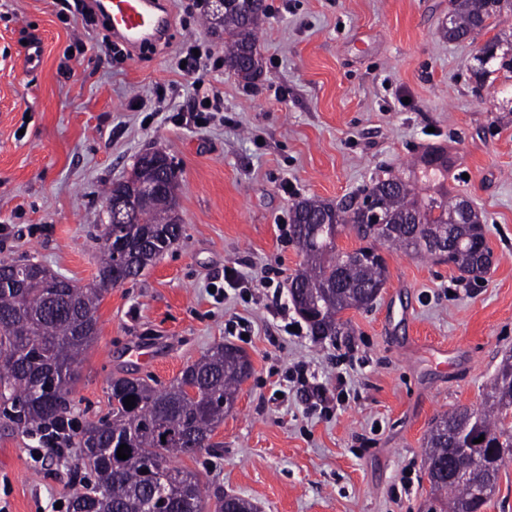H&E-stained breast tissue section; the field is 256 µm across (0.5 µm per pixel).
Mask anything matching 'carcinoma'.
Masks as SVG:
<instances>
[{
	"instance_id": "1",
	"label": "carcinoma",
	"mask_w": 512,
	"mask_h": 512,
	"mask_svg": "<svg viewBox=\"0 0 512 512\" xmlns=\"http://www.w3.org/2000/svg\"><path fill=\"white\" fill-rule=\"evenodd\" d=\"M512 0H454L442 37L464 41L483 31L482 24L504 10ZM269 11L266 0H229L223 15L210 24L224 28L227 42L224 65L243 80L252 81L262 68L256 32ZM421 173L435 180L448 172L441 149L425 153ZM135 179L158 191L131 218L104 239V258L93 288H72L70 281L32 263L27 281L14 277V264L0 263V418L22 433H46L65 443L77 438L87 464L96 474L95 489L77 495L72 512H207L198 475L169 466L177 455H196L213 447L215 429L232 408L239 386L252 371L246 353L218 343L186 366L166 389L157 390L138 377L114 376L110 383L112 418L81 423L72 417L70 384L81 356L97 338V307L110 288L134 279L182 235L179 216V174L173 164L140 156ZM382 203L386 223L394 225L388 237L372 227L369 215L349 202L303 198L291 207L290 224L302 253V268L291 278L289 294L298 313L316 335L336 333V316L349 308L366 307L386 281V262L378 246H395L424 256L433 251L421 240L448 242V261L468 276L484 272L491 255L485 222L471 202L439 192L417 197L408 179L379 178L368 188ZM351 226L369 242L342 261L335 238L340 227ZM213 393L214 404L202 398ZM135 396L129 409L124 399ZM512 357L499 366L476 414L460 409L441 417L426 440L431 494L440 512H481L488 500L474 496L473 487L486 483V471L471 472L468 482L448 480L452 464L449 449L473 442L486 455L493 448H512ZM128 445V459L117 457ZM148 473H142V470Z\"/></svg>"
}]
</instances>
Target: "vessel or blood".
I'll return each mask as SVG.
<instances>
[{
  "mask_svg": "<svg viewBox=\"0 0 512 512\" xmlns=\"http://www.w3.org/2000/svg\"><path fill=\"white\" fill-rule=\"evenodd\" d=\"M102 15L131 53L163 43L172 27L166 0H107Z\"/></svg>",
  "mask_w": 512,
  "mask_h": 512,
  "instance_id": "obj_1",
  "label": "vessel or blood"
}]
</instances>
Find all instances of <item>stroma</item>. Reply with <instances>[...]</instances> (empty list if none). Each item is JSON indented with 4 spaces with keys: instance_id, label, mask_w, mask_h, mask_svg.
I'll return each instance as SVG.
<instances>
[{
    "instance_id": "1",
    "label": "stroma",
    "mask_w": 512,
    "mask_h": 512,
    "mask_svg": "<svg viewBox=\"0 0 512 512\" xmlns=\"http://www.w3.org/2000/svg\"><path fill=\"white\" fill-rule=\"evenodd\" d=\"M208 2L171 0L170 44L129 55L74 0H0V261L92 285L106 189L140 154L164 150L180 170L182 237L104 294L71 383L75 415L109 417L113 376L161 389L231 343L252 373L213 448L173 466L258 512H428L432 422L481 407L512 355V71L495 68L478 98L470 42L440 34L449 0H267L262 71L247 84L223 64ZM31 39L42 45L33 66ZM186 41L213 60L206 79L222 109L206 126L172 120L195 98L193 75L177 68ZM433 147L448 175L428 183L419 158ZM389 172L415 177L421 197L469 198L492 264L474 279L382 249L387 281L373 305L345 310L340 334L314 336L288 293L303 262L290 207L350 199ZM228 267L248 289L225 287ZM93 479L76 446L0 420L6 512H56Z\"/></svg>"
}]
</instances>
